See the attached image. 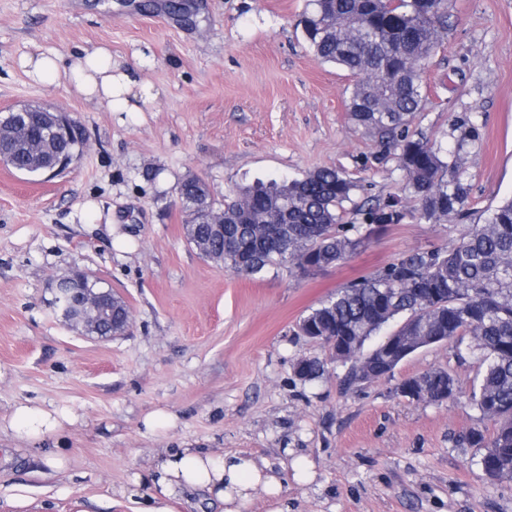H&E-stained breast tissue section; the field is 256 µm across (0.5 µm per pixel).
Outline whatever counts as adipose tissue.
I'll return each mask as SVG.
<instances>
[{"mask_svg": "<svg viewBox=\"0 0 512 512\" xmlns=\"http://www.w3.org/2000/svg\"><path fill=\"white\" fill-rule=\"evenodd\" d=\"M20 65L36 83L66 78L75 92L88 101L127 104L137 80L131 72L115 68L106 48L72 56L62 64L53 53L27 54ZM58 413L16 405L8 421L17 435L37 437L58 431ZM312 465L304 458L271 462L237 452L223 455L202 448H169L155 452L146 474L117 488L131 512H175V505L194 490L205 491L224 512H248L255 498H263L267 512H288L283 501L287 481L309 482Z\"/></svg>", "mask_w": 512, "mask_h": 512, "instance_id": "adipose-tissue-1", "label": "adipose tissue"}]
</instances>
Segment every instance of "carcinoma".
Returning a JSON list of instances; mask_svg holds the SVG:
<instances>
[{
  "label": "carcinoma",
  "instance_id": "carcinoma-1",
  "mask_svg": "<svg viewBox=\"0 0 512 512\" xmlns=\"http://www.w3.org/2000/svg\"><path fill=\"white\" fill-rule=\"evenodd\" d=\"M451 7L452 0H307L301 21L314 54L355 77L348 118L378 143L377 162L398 151L413 211L398 196L355 201L358 185L331 168L241 187L222 205L192 177L180 183L183 210L224 212L222 232L215 224L185 225L197 253L238 274L275 266L308 273L347 260L364 240L411 213L436 224L469 210L470 185L441 147L410 131L427 101L416 66L442 46ZM0 148L15 168L58 150L38 112L0 126ZM349 213L363 223L345 221ZM397 318V340L365 352L366 341ZM300 324L307 336L348 337V386L392 373L402 360L397 348L411 336L471 337L486 364L472 401L494 429L472 431L466 440L485 449L481 464L490 479H512V198L490 209L485 223L463 227L450 247L400 255L330 296ZM411 389L439 403L453 396L455 379L434 370L402 380L394 392L405 397Z\"/></svg>",
  "mask_w": 512,
  "mask_h": 512
}]
</instances>
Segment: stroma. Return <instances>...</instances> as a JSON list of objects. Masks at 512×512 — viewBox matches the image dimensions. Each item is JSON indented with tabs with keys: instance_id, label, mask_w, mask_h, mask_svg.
<instances>
[{
	"instance_id": "stroma-1",
	"label": "stroma",
	"mask_w": 512,
	"mask_h": 512,
	"mask_svg": "<svg viewBox=\"0 0 512 512\" xmlns=\"http://www.w3.org/2000/svg\"><path fill=\"white\" fill-rule=\"evenodd\" d=\"M0 0V114L23 104L60 109L86 133L66 170L32 178L0 164V418L23 402L65 415L36 441L0 433V501L36 489L46 512H128L113 487L145 472L151 453L193 446L313 464L289 482V512H512V481L493 482L466 435L492 425L471 404L481 370L471 338L417 350L393 375L360 386L332 363L298 379L302 357L327 358L299 319L398 254L452 245V222L407 218L347 260L306 274L238 275L188 244L180 182L203 179L216 201L257 180L345 171L358 198L401 194L397 155L348 119L354 79L321 62L302 34L306 0ZM108 48L149 83L129 112L76 96L64 81L31 82L25 54L63 58ZM427 102L413 128L452 149L471 186L466 224L512 197V0H455L448 35L427 68ZM470 117L478 135L465 139ZM89 271L124 298L130 330L90 339L61 322L54 276ZM433 369L457 380L452 399L396 395ZM168 412L147 432L144 417ZM63 447L61 469L34 448Z\"/></svg>"
}]
</instances>
